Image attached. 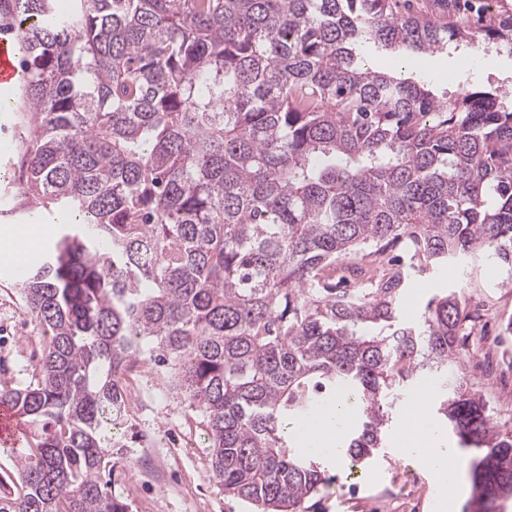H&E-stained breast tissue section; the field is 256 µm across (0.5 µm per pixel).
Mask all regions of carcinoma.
I'll use <instances>...</instances> for the list:
<instances>
[{
    "mask_svg": "<svg viewBox=\"0 0 512 512\" xmlns=\"http://www.w3.org/2000/svg\"><path fill=\"white\" fill-rule=\"evenodd\" d=\"M0 0L22 44L19 208L76 217L19 286L42 329L30 379L0 380L29 426L0 512H128L112 427L142 355L202 417L214 478L255 512L328 488L292 427L341 390L351 467L381 447L399 386L424 380L473 455L469 512L512 498V431L463 363L462 287L403 314L412 273L484 255L512 267V102L438 96L363 68V45L512 54V14L448 0ZM353 287L342 288L341 283Z\"/></svg>",
    "mask_w": 512,
    "mask_h": 512,
    "instance_id": "carcinoma-1",
    "label": "carcinoma"
}]
</instances>
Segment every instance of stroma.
I'll list each match as a JSON object with an SVG mask.
<instances>
[{
    "label": "stroma",
    "mask_w": 512,
    "mask_h": 512,
    "mask_svg": "<svg viewBox=\"0 0 512 512\" xmlns=\"http://www.w3.org/2000/svg\"><path fill=\"white\" fill-rule=\"evenodd\" d=\"M427 80L438 91L456 94L470 86L496 87L512 92V54L489 47L478 58L451 49L419 59ZM20 124L16 112H0V226L7 224L18 190L19 143L13 132ZM463 285V302L481 300L496 314L483 323L486 336L501 334L512 319V275L492 269L479 260L449 263L430 275L417 278L405 301L409 318H417L437 289ZM40 330L26 313L15 279L0 276V379L27 381L38 364L42 348L35 337ZM451 384L481 390L493 422L512 430V418L496 411L498 402L512 398V390L500 384L494 373L477 375L471 358H464ZM139 403L118 431L125 461L109 485L113 495L129 505V512H253L250 504L225 495L211 469L206 435L196 416L170 389V379L154 363L141 367L136 378ZM410 394H401L389 406L388 434L382 448L366 464L351 470L348 460L328 463L335 482L311 497L306 512H437L442 491L433 477L422 471L416 459L401 457L398 431L403 424Z\"/></svg>",
    "instance_id": "stroma-1"
}]
</instances>
